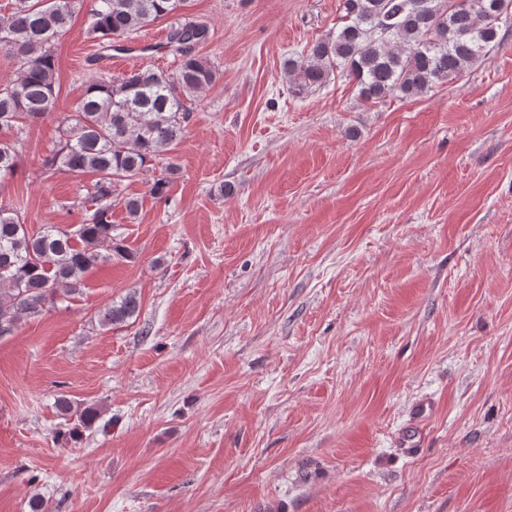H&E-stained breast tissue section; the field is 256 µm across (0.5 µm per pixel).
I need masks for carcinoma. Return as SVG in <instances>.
I'll return each instance as SVG.
<instances>
[{
    "instance_id": "1",
    "label": "carcinoma",
    "mask_w": 512,
    "mask_h": 512,
    "mask_svg": "<svg viewBox=\"0 0 512 512\" xmlns=\"http://www.w3.org/2000/svg\"><path fill=\"white\" fill-rule=\"evenodd\" d=\"M78 0H14L0 19V48L17 67L0 84V132L23 119L59 111L54 46L68 31ZM190 0H92L87 33L110 49L158 19L177 16ZM341 24L288 60L291 89L315 91L341 74L354 82L361 100L413 97L434 85L465 76L499 44L512 26V0H341ZM208 29L191 22L171 29L178 65L174 72L141 68L120 77L93 78L71 113L59 122L60 139L47 159L55 170L93 173L91 202L81 224L70 230L44 224L31 230L20 208L0 201V336L22 321L73 298L84 274L114 257H131L112 237L108 201L131 176L153 169L160 153L177 143L191 117L190 103L215 85L221 73L195 53ZM20 138H0V181L14 175ZM174 165L154 176L150 192L162 196ZM140 303L129 294L102 314L105 325L136 317ZM59 413L92 426L99 411L66 396Z\"/></svg>"
}]
</instances>
